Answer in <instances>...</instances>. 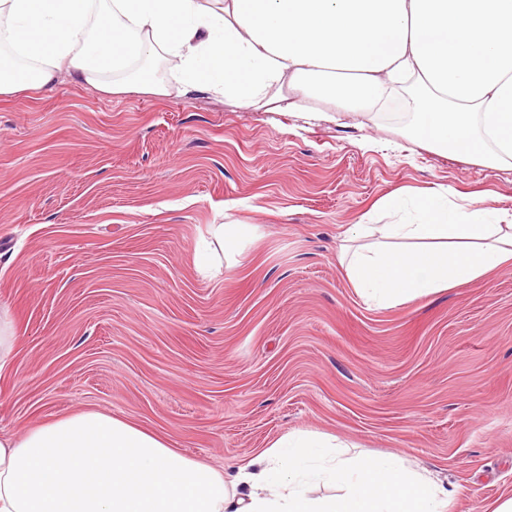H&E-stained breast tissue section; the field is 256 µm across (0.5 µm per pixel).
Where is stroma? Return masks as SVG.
Returning <instances> with one entry per match:
<instances>
[{
    "label": "stroma",
    "mask_w": 512,
    "mask_h": 512,
    "mask_svg": "<svg viewBox=\"0 0 512 512\" xmlns=\"http://www.w3.org/2000/svg\"><path fill=\"white\" fill-rule=\"evenodd\" d=\"M60 77L0 98V432L96 410L230 469L289 434L417 461L449 512L512 496V267L391 308L344 229L399 190L512 213V169L431 148L403 114L252 111ZM212 224H248L221 271ZM15 344L9 313L0 306V370L9 362Z\"/></svg>",
    "instance_id": "35a3bbf8"
}]
</instances>
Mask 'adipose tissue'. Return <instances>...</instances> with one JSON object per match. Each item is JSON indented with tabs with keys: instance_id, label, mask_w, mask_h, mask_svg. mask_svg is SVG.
<instances>
[{
	"instance_id": "obj_1",
	"label": "adipose tissue",
	"mask_w": 512,
	"mask_h": 512,
	"mask_svg": "<svg viewBox=\"0 0 512 512\" xmlns=\"http://www.w3.org/2000/svg\"><path fill=\"white\" fill-rule=\"evenodd\" d=\"M0 96L59 73L108 93L158 92L164 58L180 94L261 111L327 100L341 112H415L416 139L512 168V0H0ZM391 224H356L341 259L361 296L388 308L512 264V224L449 191L385 202ZM322 484L338 495L320 497ZM452 492L403 458L342 457L285 436L218 470L161 434L95 410L0 433V512H448Z\"/></svg>"
}]
</instances>
